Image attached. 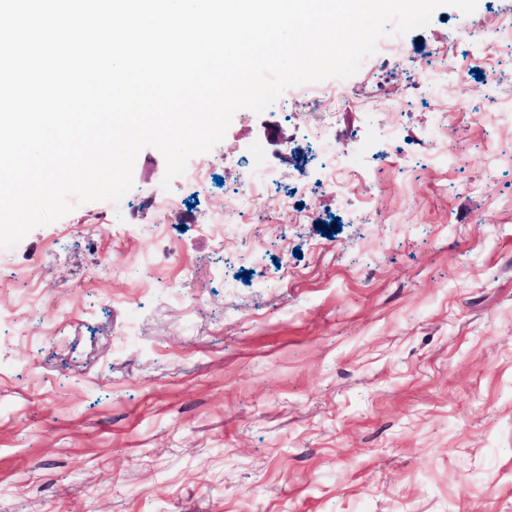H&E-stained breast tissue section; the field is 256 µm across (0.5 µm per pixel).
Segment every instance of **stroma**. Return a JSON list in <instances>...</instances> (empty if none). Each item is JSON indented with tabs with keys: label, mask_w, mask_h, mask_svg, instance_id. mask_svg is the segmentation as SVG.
I'll return each mask as SVG.
<instances>
[{
	"label": "stroma",
	"mask_w": 512,
	"mask_h": 512,
	"mask_svg": "<svg viewBox=\"0 0 512 512\" xmlns=\"http://www.w3.org/2000/svg\"><path fill=\"white\" fill-rule=\"evenodd\" d=\"M510 13L438 8L400 35L391 86L450 32ZM455 53L467 100L338 114L341 153L393 159L364 223L359 191L322 187L321 113L286 91L234 114L221 161H189L197 182L163 189L165 159L144 148L119 201L0 250V279L35 266L68 313L21 342L18 296L0 292V512H512V124L490 105L512 101V47ZM271 128L289 143L268 148L243 260L237 228L207 223ZM451 140L465 164L440 161ZM164 195L179 213L149 207ZM133 213L156 234L132 233Z\"/></svg>",
	"instance_id": "35a3bbf8"
}]
</instances>
